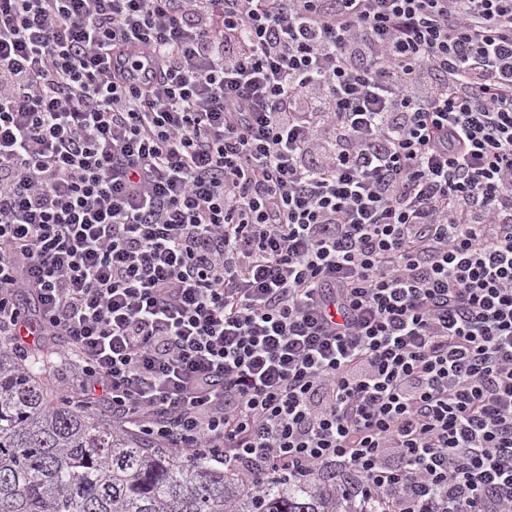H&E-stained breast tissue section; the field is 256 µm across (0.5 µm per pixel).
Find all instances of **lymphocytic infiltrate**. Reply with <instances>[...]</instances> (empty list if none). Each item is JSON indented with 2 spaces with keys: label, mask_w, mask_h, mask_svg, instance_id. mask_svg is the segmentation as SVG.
I'll list each match as a JSON object with an SVG mask.
<instances>
[{
  "label": "lymphocytic infiltrate",
  "mask_w": 512,
  "mask_h": 512,
  "mask_svg": "<svg viewBox=\"0 0 512 512\" xmlns=\"http://www.w3.org/2000/svg\"><path fill=\"white\" fill-rule=\"evenodd\" d=\"M34 326L113 428L254 486L512 512V0H0Z\"/></svg>",
  "instance_id": "f902f5d3"
}]
</instances>
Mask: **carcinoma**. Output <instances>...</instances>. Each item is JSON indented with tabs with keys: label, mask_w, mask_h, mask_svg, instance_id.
Returning a JSON list of instances; mask_svg holds the SVG:
<instances>
[{
	"label": "carcinoma",
	"mask_w": 512,
	"mask_h": 512,
	"mask_svg": "<svg viewBox=\"0 0 512 512\" xmlns=\"http://www.w3.org/2000/svg\"><path fill=\"white\" fill-rule=\"evenodd\" d=\"M48 351L0 346V512H366L336 473L254 490L211 457L187 462L117 432L78 401L48 398Z\"/></svg>",
	"instance_id": "cac0c4a2"
}]
</instances>
